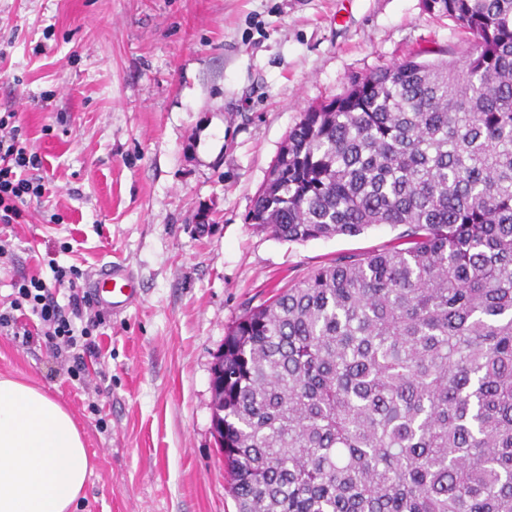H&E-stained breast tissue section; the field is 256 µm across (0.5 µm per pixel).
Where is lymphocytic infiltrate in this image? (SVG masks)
Instances as JSON below:
<instances>
[{"label": "lymphocytic infiltrate", "mask_w": 512, "mask_h": 512, "mask_svg": "<svg viewBox=\"0 0 512 512\" xmlns=\"http://www.w3.org/2000/svg\"><path fill=\"white\" fill-rule=\"evenodd\" d=\"M15 118L12 112L0 114V223L4 225L16 223L22 204L41 198L46 190L41 174L44 160L21 140ZM78 277L76 270L59 267L50 286L36 274L22 277L9 308L0 310V334L44 345L70 374L85 375L102 357L95 333L105 314L78 284ZM59 289L67 291V305L58 303ZM26 312L35 316V323L23 320Z\"/></svg>", "instance_id": "1"}]
</instances>
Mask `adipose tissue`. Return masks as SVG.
I'll list each match as a JSON object with an SVG mask.
<instances>
[{"label": "adipose tissue", "instance_id": "adipose-tissue-1", "mask_svg": "<svg viewBox=\"0 0 512 512\" xmlns=\"http://www.w3.org/2000/svg\"><path fill=\"white\" fill-rule=\"evenodd\" d=\"M93 469L72 414L0 376V512H74Z\"/></svg>", "mask_w": 512, "mask_h": 512}]
</instances>
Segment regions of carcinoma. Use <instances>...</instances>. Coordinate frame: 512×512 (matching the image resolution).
I'll list each match as a JSON object with an SVG mask.
<instances>
[{
	"label": "carcinoma",
	"mask_w": 512,
	"mask_h": 512,
	"mask_svg": "<svg viewBox=\"0 0 512 512\" xmlns=\"http://www.w3.org/2000/svg\"><path fill=\"white\" fill-rule=\"evenodd\" d=\"M470 33L302 113L247 215L277 238L405 225L224 337L238 512H512V0H423Z\"/></svg>",
	"instance_id": "cac0c4a2"
}]
</instances>
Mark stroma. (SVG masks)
<instances>
[{
    "label": "stroma",
    "mask_w": 512,
    "mask_h": 512,
    "mask_svg": "<svg viewBox=\"0 0 512 512\" xmlns=\"http://www.w3.org/2000/svg\"><path fill=\"white\" fill-rule=\"evenodd\" d=\"M473 45L422 0H0V113L49 188L0 229V303L48 255L87 279L123 263L141 290L101 328L97 390L0 335V375L62 402L95 455L76 512H237L212 430L225 336L246 308L402 232L281 240L248 223L256 192L308 107Z\"/></svg>",
    "instance_id": "obj_1"
}]
</instances>
